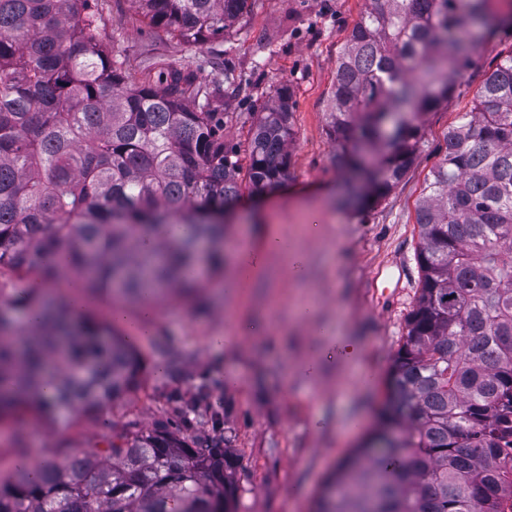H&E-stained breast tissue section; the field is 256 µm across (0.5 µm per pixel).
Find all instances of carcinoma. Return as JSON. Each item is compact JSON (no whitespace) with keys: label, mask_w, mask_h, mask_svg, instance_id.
Returning a JSON list of instances; mask_svg holds the SVG:
<instances>
[{"label":"carcinoma","mask_w":512,"mask_h":512,"mask_svg":"<svg viewBox=\"0 0 512 512\" xmlns=\"http://www.w3.org/2000/svg\"><path fill=\"white\" fill-rule=\"evenodd\" d=\"M188 44L223 36L249 0H138ZM489 0H371L338 58L333 160L344 204L386 196L413 164L420 114L448 99L471 50L511 19ZM91 0H0V421L92 413L137 384L119 331L74 319L8 277L57 285L56 257L92 293L138 304L197 288L202 240L223 257L224 206L241 193L218 92L175 63L132 83L102 44ZM204 97L198 110L185 105ZM289 88L257 112L251 190L288 173ZM417 206L421 288L370 443L326 481L316 512H499L512 495V54L448 128ZM44 313L20 329V314ZM53 384L52 396L42 389ZM224 451L130 427L62 463L0 477V512H233Z\"/></svg>","instance_id":"1"}]
</instances>
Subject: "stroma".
Instances as JSON below:
<instances>
[{"label": "stroma", "instance_id": "stroma-1", "mask_svg": "<svg viewBox=\"0 0 512 512\" xmlns=\"http://www.w3.org/2000/svg\"><path fill=\"white\" fill-rule=\"evenodd\" d=\"M368 0H253L230 35L187 44L143 22L135 0H98L102 42L113 59L138 62L177 58L200 78L224 50L243 84L218 119L224 137L245 144L258 107L276 88L292 93L295 135L289 172L277 189L244 193L224 226V268L203 270L197 302L179 294L160 297L152 336L136 331V306L124 307L120 329L142 360L138 389L111 408L55 425L30 420L23 439L0 424V469L10 470L16 447L29 460L55 456L60 447L89 451L135 421L169 426L179 438L223 448L238 512H312L336 465L377 430L392 359L407 333L420 284L416 205L429 172L443 159L445 135L470 111L486 78L512 54V30L502 29L472 52V63L446 103L423 118L420 151L403 180L366 212L332 208L346 174L332 161L330 90L346 39ZM314 213L317 231L306 227ZM277 234L306 259L307 276L295 280L288 259L272 256L265 271L246 273L234 263L240 239L260 247ZM400 262L401 277L386 273ZM236 283L223 291L227 280ZM311 305L339 338L360 351L326 363L318 378L300 366L317 357L324 340L293 320ZM262 319L263 335L234 341L235 326ZM227 335L213 349L211 336Z\"/></svg>", "mask_w": 512, "mask_h": 512}]
</instances>
